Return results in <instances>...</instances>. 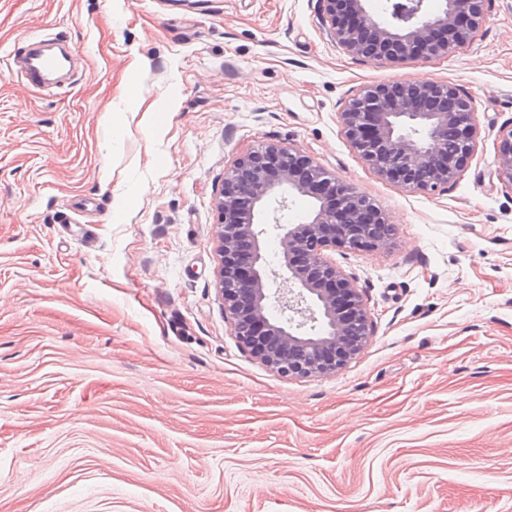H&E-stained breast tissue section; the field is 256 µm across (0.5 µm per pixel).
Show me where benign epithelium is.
<instances>
[{"mask_svg": "<svg viewBox=\"0 0 512 512\" xmlns=\"http://www.w3.org/2000/svg\"><path fill=\"white\" fill-rule=\"evenodd\" d=\"M327 33L346 53L399 63L446 55L468 44L484 17L485 0H387L377 21L366 0H319ZM344 134L381 179L406 192L434 191L454 181L479 136L472 99L451 83L404 81L365 87L339 112ZM499 179L512 185V129L496 158ZM306 196L302 224H281L280 258L263 253L259 216L287 195ZM220 231L217 280L224 318L236 342L284 375L330 374L372 336L363 298L328 252L388 248L394 227L385 213L292 145L262 144L224 171L217 198ZM277 314H271V310Z\"/></svg>", "mask_w": 512, "mask_h": 512, "instance_id": "1", "label": "benign epithelium"}]
</instances>
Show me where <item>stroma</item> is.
Wrapping results in <instances>:
<instances>
[{
	"instance_id": "obj_1",
	"label": "stroma",
	"mask_w": 512,
	"mask_h": 512,
	"mask_svg": "<svg viewBox=\"0 0 512 512\" xmlns=\"http://www.w3.org/2000/svg\"><path fill=\"white\" fill-rule=\"evenodd\" d=\"M36 33L75 49L73 79L9 68ZM403 80L476 108L472 157L431 193L379 178L339 123ZM511 128L512 0L398 64L343 52L319 0H0V512H512ZM262 143L395 228L332 254L372 328L333 374L277 373L224 318L215 201ZM496 172L502 182L512 186V128L503 134L496 158Z\"/></svg>"
}]
</instances>
